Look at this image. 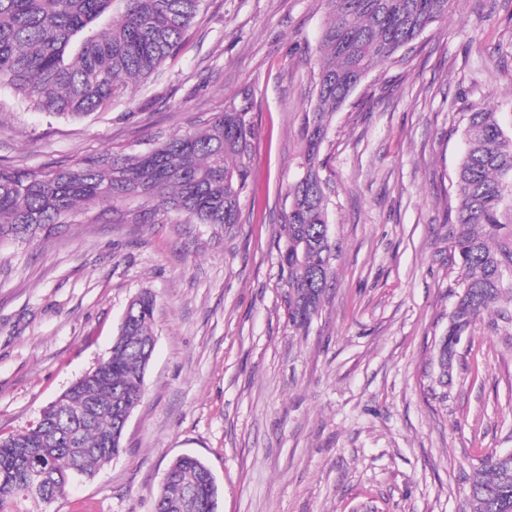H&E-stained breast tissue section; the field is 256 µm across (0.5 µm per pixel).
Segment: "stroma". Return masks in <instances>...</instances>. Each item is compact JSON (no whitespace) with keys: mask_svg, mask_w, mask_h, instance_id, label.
Instances as JSON below:
<instances>
[{"mask_svg":"<svg viewBox=\"0 0 512 512\" xmlns=\"http://www.w3.org/2000/svg\"><path fill=\"white\" fill-rule=\"evenodd\" d=\"M324 0H205L161 78L112 109L52 118L0 90V162L70 165L195 130L232 103L256 128L240 223L126 224L123 206L0 244V431L28 428L105 360L131 300L156 299L126 451L15 512H153L169 463L203 459L218 512H457L464 475L512 450V332L478 322L448 398L427 388L459 289L448 209L469 112L512 135V0L448 17L372 69L322 145L335 276L308 334L288 325L278 242L317 98Z\"/></svg>","mask_w":512,"mask_h":512,"instance_id":"stroma-1","label":"stroma"}]
</instances>
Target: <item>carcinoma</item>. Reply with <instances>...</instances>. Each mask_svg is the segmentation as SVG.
<instances>
[{"label":"carcinoma","mask_w":512,"mask_h":512,"mask_svg":"<svg viewBox=\"0 0 512 512\" xmlns=\"http://www.w3.org/2000/svg\"><path fill=\"white\" fill-rule=\"evenodd\" d=\"M204 0H0V84L28 108L50 117H85L112 108L129 84L160 75ZM313 110L299 134L301 175L288 185L285 239L278 246L288 323L307 333L335 275L327 182L320 149L332 115L368 71L396 58L450 0H325ZM254 125L248 107L228 106L198 130L159 137L140 152L105 153L73 165L24 169L0 163V240L47 238L104 203L132 202L125 222L175 212L193 224H238L249 189ZM466 150L457 170L456 205L448 216L460 282L448 329L435 343L439 384L458 337L495 310L512 275V137L485 106L468 114ZM156 301H132L109 357L72 385L43 419L24 432L0 434V512L18 499L51 500L76 478L89 479L124 452L117 417L144 396L153 354ZM45 472L33 482L34 465ZM155 512H218L215 477L199 457L175 458ZM460 512H512V455L488 453L473 465Z\"/></svg>","instance_id":"cac0c4a2"}]
</instances>
